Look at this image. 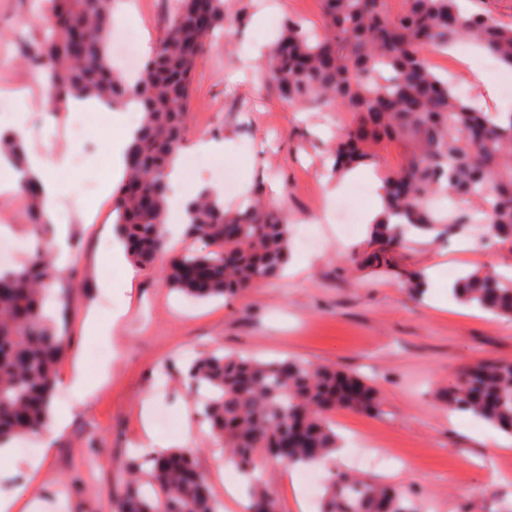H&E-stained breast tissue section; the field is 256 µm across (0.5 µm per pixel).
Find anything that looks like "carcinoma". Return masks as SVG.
Masks as SVG:
<instances>
[{"mask_svg":"<svg viewBox=\"0 0 512 512\" xmlns=\"http://www.w3.org/2000/svg\"><path fill=\"white\" fill-rule=\"evenodd\" d=\"M33 21L39 39L27 62L48 75L49 105L57 109L77 95L108 104L139 105L142 120L131 143L126 174L112 195L113 223L129 258L152 267L168 254V178L180 156L194 75L206 42L224 31V0H207L209 22L200 27L192 0H174L164 37L129 79L112 64L108 36L113 0H42ZM322 32L312 36L288 19L263 65L264 83L293 105L325 106L353 114L329 147L333 171L376 165V147H404L400 166L383 177V213L373 222L375 250L354 253L353 263L380 265L399 248L410 228L433 231L448 224L484 227L496 241L512 245V113L475 109L438 75L428 60L467 40L512 67V26L490 12H470L460 0H320ZM23 160L21 139L0 135V149ZM31 226L47 220L39 185L24 180ZM442 195L469 208L439 212ZM185 235L208 250L176 255L162 271L163 284L200 299L254 288L277 277L288 263L290 217L252 197L227 209L209 192L190 200ZM201 269L209 285L200 291L188 271ZM79 279L60 270L47 253L18 270L0 272L10 289L0 292V446L36 435L49 418L56 374L66 353L67 305L47 312L54 285ZM452 295L494 315L512 319V277L492 272L458 278ZM191 385L208 391L202 421L238 469L250 480V512H277L275 492L255 475L265 451L288 434L295 415L306 417L309 444L293 449L289 466L326 462L338 448L327 414L334 410L382 413L379 390L358 376L300 358L269 362L224 354L221 349L193 361ZM448 410L470 414L512 435V364L487 362L462 371L444 396ZM171 465L136 458L130 478L115 495L113 512H220L206 477L183 480L198 468L184 448L163 453ZM324 512H418L403 490L332 472Z\"/></svg>","mask_w":512,"mask_h":512,"instance_id":"carcinoma-1","label":"carcinoma"}]
</instances>
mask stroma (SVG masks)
Returning a JSON list of instances; mask_svg holds the SVG:
<instances>
[{"label":"stroma","instance_id":"1","mask_svg":"<svg viewBox=\"0 0 512 512\" xmlns=\"http://www.w3.org/2000/svg\"><path fill=\"white\" fill-rule=\"evenodd\" d=\"M170 0H117L116 24L138 27L142 41L156 44L165 34ZM40 0H0V93L24 99L26 153L36 154L37 130L46 128L52 110L44 99L36 71L25 62L35 33L28 21ZM227 21L251 12L256 22L224 37L215 34L201 56L193 83L186 144L201 140L226 143L222 154L188 153L182 158L183 190L195 195L202 171L223 167L226 176L247 191L288 212L290 256L282 278L224 298L198 301L165 288L160 270L113 265L116 239L111 196L94 197L86 183H101L110 171L107 128L89 112L79 113L80 142L64 140L61 152L81 151L82 169L59 180L62 208L50 232L67 225L70 265L80 278L53 296L68 303L67 350L59 367H80L94 383L92 392L58 382L52 409L69 411L63 432L52 445L34 437L36 457L9 449L0 457V494L24 489L17 512H112V499L127 474L132 454L151 447L142 433L144 411L161 407L174 420L168 436L196 454L199 467L222 505L238 512V500L224 491V454L206 433L194 428L203 404L193 398L185 377L194 357L221 348L263 360L288 355L334 365L368 378L380 389L383 411L369 415L339 411L331 416L344 448L321 477L344 470L346 449L355 441L377 447L391 443L402 464L360 468V475L404 489L421 502L422 512H512V436L462 413L448 412L438 393L467 366L496 361L512 363V320L458 303L450 282L474 270L512 274V251L501 245L480 246L471 231L412 233L392 253L386 266L372 269L347 260L351 250L369 241L367 213L378 182L377 170L397 167L404 149L397 143L379 147V168L364 167L342 192L328 196L331 162L326 144L338 123L353 115L322 108L299 109L282 102L263 82L266 55L286 18L307 27L321 24L319 0H225ZM484 51L472 49L466 70L455 53H435L436 72L465 83L472 102L491 112H512V99L500 87L512 84V69L488 67ZM481 83H472V74ZM95 203L91 220L73 221L76 200ZM20 191H0V239L21 243L13 266L33 254L34 237ZM318 241L303 250L300 234ZM434 276L417 294L407 280L414 272ZM112 281L105 292L102 284ZM111 324L104 342L84 329L88 310ZM166 375H159V366ZM266 479L277 493L278 512H321L322 498H306L304 468L271 463Z\"/></svg>","mask_w":512,"mask_h":512}]
</instances>
